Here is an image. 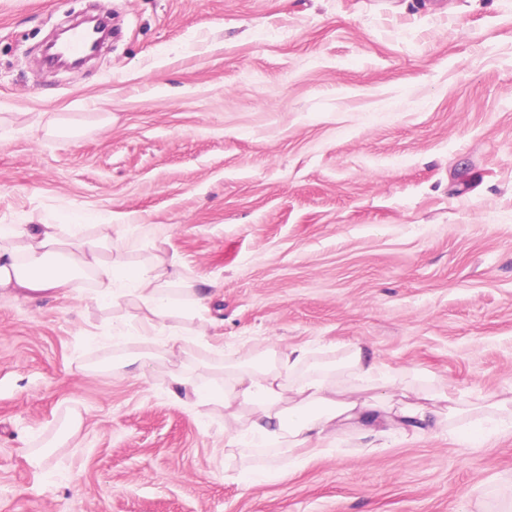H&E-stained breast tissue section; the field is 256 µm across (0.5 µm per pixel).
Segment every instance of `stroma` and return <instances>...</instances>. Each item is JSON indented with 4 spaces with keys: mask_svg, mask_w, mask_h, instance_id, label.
<instances>
[{
    "mask_svg": "<svg viewBox=\"0 0 512 512\" xmlns=\"http://www.w3.org/2000/svg\"><path fill=\"white\" fill-rule=\"evenodd\" d=\"M83 12L113 18L102 54L47 65ZM107 219L128 262L212 285L181 323L202 387L231 353L358 342L511 394L512 0H0V225ZM91 287L0 297V512H512L505 422L346 432L245 484L223 409L123 367L145 313Z\"/></svg>",
    "mask_w": 512,
    "mask_h": 512,
    "instance_id": "35a3bbf8",
    "label": "stroma"
}]
</instances>
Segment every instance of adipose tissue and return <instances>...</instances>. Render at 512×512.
I'll use <instances>...</instances> for the list:
<instances>
[{
	"label": "adipose tissue",
	"instance_id": "ef3b65f1",
	"mask_svg": "<svg viewBox=\"0 0 512 512\" xmlns=\"http://www.w3.org/2000/svg\"><path fill=\"white\" fill-rule=\"evenodd\" d=\"M84 278L92 279L96 302L117 305L134 296L147 312L144 335L170 316L176 300L186 299L194 317L209 309V292L185 285L174 264L159 257L135 266L125 262L111 225H99L94 234L82 224L0 225V295L68 294ZM169 380L173 396L223 407L226 448H240L249 437L263 447L279 446L297 465L314 460L346 430L372 448L388 434L423 437L467 416L512 420V398L472 399L435 377L388 372L357 344L333 364L314 360L301 346L230 358L223 386L209 390L176 369Z\"/></svg>",
	"mask_w": 512,
	"mask_h": 512
}]
</instances>
